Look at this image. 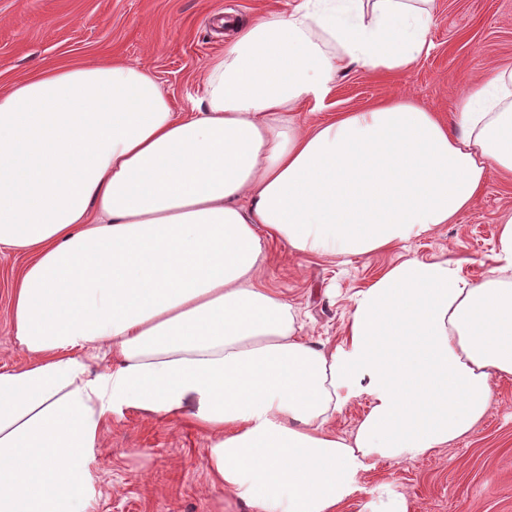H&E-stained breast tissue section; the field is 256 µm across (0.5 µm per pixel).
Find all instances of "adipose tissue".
I'll list each match as a JSON object with an SVG mask.
<instances>
[{
  "label": "adipose tissue",
  "mask_w": 512,
  "mask_h": 512,
  "mask_svg": "<svg viewBox=\"0 0 512 512\" xmlns=\"http://www.w3.org/2000/svg\"><path fill=\"white\" fill-rule=\"evenodd\" d=\"M435 2L294 0L237 26L188 112L123 62L0 89V247L30 256L10 304L28 361L0 370V512H93L101 427L127 409L190 417L208 478L252 512H341L375 460L484 418L512 376V215L482 280L444 254L387 267L331 348L261 275L267 241L367 257L512 179V64L467 79L449 124L404 100L289 116L342 73L427 54ZM365 408V401L352 402L341 415L336 416V422L333 424L336 431L347 434L353 432Z\"/></svg>",
  "instance_id": "obj_1"
}]
</instances>
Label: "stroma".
<instances>
[{
    "mask_svg": "<svg viewBox=\"0 0 512 512\" xmlns=\"http://www.w3.org/2000/svg\"><path fill=\"white\" fill-rule=\"evenodd\" d=\"M287 0H0V89L48 65L99 59L140 64L174 111L200 98L205 64L230 39L221 17L250 23L285 10ZM431 49L392 72L340 75L323 103L294 114L313 125L341 112L407 98L452 121L464 81L512 61V0H437ZM512 212V185L489 175L456 222L369 257L312 258L269 244L262 277L300 310L303 333L337 343L355 292L384 268L440 253L464 259L463 273L486 275L500 221ZM25 254L0 248V369L26 362L8 314ZM208 436L187 421L128 409L104 425L94 465V512H250L204 472ZM343 512H361L379 486L405 493L412 512H512V378L493 379L489 409L472 433L445 448L394 463L376 461Z\"/></svg>",
    "mask_w": 512,
    "mask_h": 512,
    "instance_id": "stroma-1",
    "label": "stroma"
}]
</instances>
